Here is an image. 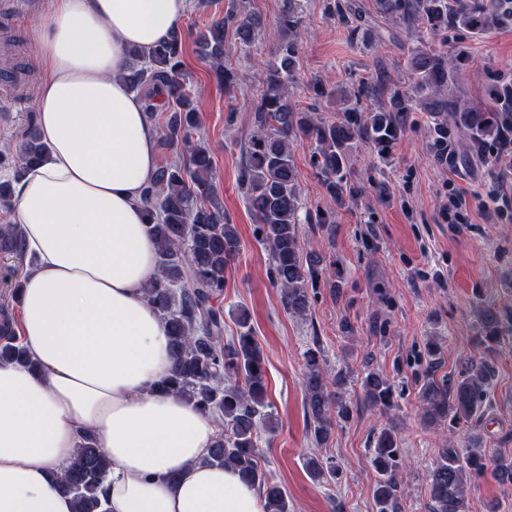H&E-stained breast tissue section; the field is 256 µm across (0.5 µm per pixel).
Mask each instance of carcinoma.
<instances>
[{
    "instance_id": "1",
    "label": "carcinoma",
    "mask_w": 512,
    "mask_h": 512,
    "mask_svg": "<svg viewBox=\"0 0 512 512\" xmlns=\"http://www.w3.org/2000/svg\"><path fill=\"white\" fill-rule=\"evenodd\" d=\"M299 8L296 0H288L281 21L290 30L300 24ZM374 8L386 18L426 33L418 45L407 50V87L386 88L388 100L373 107L367 102L376 96V85L362 81L347 92L331 90L317 79L312 83L314 96L339 101L336 119L318 118L290 102L300 55L298 42L291 39L280 47L265 89L252 104L253 132L239 188L255 217V237L269 250L272 278L281 288L283 306L290 314H308L312 305L309 286L324 271L322 256L302 253L299 241L294 151L300 143L315 142L314 166L340 208L361 194L351 177L357 144L368 148L373 162L388 161L410 127V112L416 104L431 114L427 147L440 164L448 163L454 144L462 147L454 161L464 167L512 151V79L486 75L485 106L462 105L448 97V91L467 67L468 57L460 47L451 53L444 49L450 29L490 33L512 25V0H374ZM333 15L340 24L358 31V4L336 0ZM230 27L247 45L258 21L232 11L197 34L217 82L226 88L236 78L224 63V32ZM130 56L121 80L143 97L151 116L156 112L154 101L163 99L164 145L183 146L182 158L158 167L144 191L147 212L154 220L148 230L157 241L159 255V273L146 289V297L168 323L175 357L173 372L163 387L192 401L222 427L210 449V463L233 469L257 488L265 512H289L285 493L266 477L260 464L259 435H272L277 429L268 411L271 404L267 401L263 350L243 310L237 315V336L224 341V311L215 305L224 292V272L239 251L240 238L219 200L209 151L191 140L197 110L185 81L183 36L176 32L152 50H134ZM44 153L45 146L32 128L18 150L0 151V167L14 169L17 180ZM1 251L14 256L25 252L18 227L0 228ZM482 328L490 349L506 333H512V309L506 312L494 303L487 304L482 310ZM26 362V349L14 336L0 341V363ZM305 365L309 427L315 442L323 445L334 423L350 418V401L343 392L347 375L340 372L328 382L319 351L314 349L306 351ZM494 376L492 363L468 359L457 378L437 381L430 375L420 389L421 416L426 423L467 425L464 444L442 449L429 472L430 512H468V493L489 473L512 483V455L488 459L477 431L480 408ZM361 387L367 406L385 414L398 407L395 385L381 373L365 372ZM371 462L377 472V512H401L403 458L394 426L379 432ZM306 467L318 479H334L338 474L334 463L317 457L309 458ZM111 469L112 461L98 447L95 436H83L60 478L61 487L74 499L75 512H97Z\"/></svg>"
}]
</instances>
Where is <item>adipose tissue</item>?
<instances>
[{"mask_svg":"<svg viewBox=\"0 0 512 512\" xmlns=\"http://www.w3.org/2000/svg\"><path fill=\"white\" fill-rule=\"evenodd\" d=\"M189 0H50L30 29L46 147L14 185L37 259L19 296L34 368L0 365V512H74L57 486L85 432L112 462L100 512H264L208 461L219 428L162 392L173 358L145 288L158 271L142 192L156 128L120 81L130 50L178 30Z\"/></svg>","mask_w":512,"mask_h":512,"instance_id":"adipose-tissue-1","label":"adipose tissue"}]
</instances>
